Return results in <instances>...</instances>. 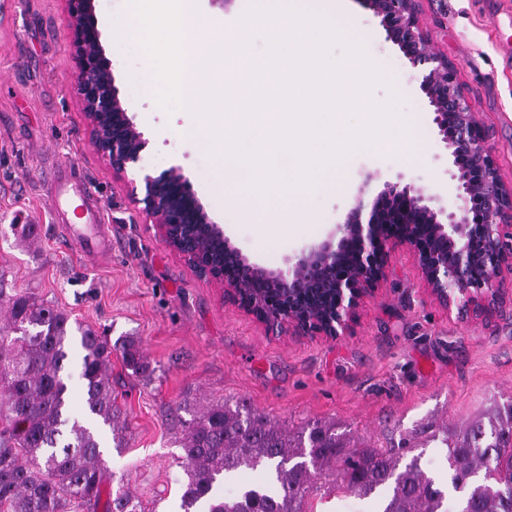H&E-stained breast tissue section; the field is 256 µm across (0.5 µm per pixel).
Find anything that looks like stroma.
<instances>
[{
    "label": "stroma",
    "instance_id": "1",
    "mask_svg": "<svg viewBox=\"0 0 512 512\" xmlns=\"http://www.w3.org/2000/svg\"><path fill=\"white\" fill-rule=\"evenodd\" d=\"M95 5L115 84L148 147L124 173L94 149L77 94L66 0H0V285L65 310L113 341L112 391L130 441L115 447L111 429L99 427L106 487L125 478L146 512H182L183 421L209 403L239 399L291 432L335 423L357 448L415 440L425 473L445 480L446 451L434 433L461 428L512 396L511 275H504L492 313L461 321L430 296L411 251L397 245L386 280L365 300L349 335L271 331L166 245L128 187L143 174L179 169L249 262L287 269L289 259L344 223L356 201L372 203L384 181L400 177L454 197L447 150L417 71L361 0H335L339 23L357 31L369 58L394 81L375 86L371 99L400 94L397 112L408 128L395 137L414 139L419 151L352 153L341 189L307 197L311 223L262 224L225 206L220 162L181 136L196 116L130 90L147 57L138 43L116 48L106 35L129 13L130 0ZM248 6L249 0H197L203 33L232 32ZM419 19L432 48L457 64L502 179L512 186V0H419ZM61 164L83 168L88 191L102 202L109 256H84L52 223L48 177ZM369 173L375 179L367 186ZM20 224L36 225L35 248L17 240ZM128 336L139 341L150 374L126 369L119 343Z\"/></svg>",
    "mask_w": 512,
    "mask_h": 512
}]
</instances>
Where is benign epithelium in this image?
<instances>
[{"label":"benign epithelium","instance_id":"benign-epithelium-1","mask_svg":"<svg viewBox=\"0 0 512 512\" xmlns=\"http://www.w3.org/2000/svg\"><path fill=\"white\" fill-rule=\"evenodd\" d=\"M78 64V93L92 142L112 169L136 164L148 140L133 123L115 86L101 41L95 0H67ZM413 68L432 107L448 172L457 181L453 206L423 188L386 181L368 216L357 200L345 223L298 255L288 271L254 265L224 236L209 210L175 169L146 174L130 196L153 219L162 240L200 276L224 286V296L269 329L336 338L352 330L364 297L386 278L390 248L407 246L427 290L457 316L493 307L503 273L512 274V187H507L458 81V67L435 53L420 27L418 0H365ZM207 240L224 253L201 254Z\"/></svg>","mask_w":512,"mask_h":512}]
</instances>
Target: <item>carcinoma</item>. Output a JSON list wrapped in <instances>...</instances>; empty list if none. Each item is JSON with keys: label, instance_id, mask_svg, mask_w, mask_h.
Segmentation results:
<instances>
[{"label": "carcinoma", "instance_id": "carcinoma-1", "mask_svg": "<svg viewBox=\"0 0 512 512\" xmlns=\"http://www.w3.org/2000/svg\"><path fill=\"white\" fill-rule=\"evenodd\" d=\"M0 512H96L104 483L95 432L66 416L64 378L71 316L33 296L5 295L0 307ZM87 416L126 447L127 423L112 397V342L77 326ZM135 375L150 371L140 344L122 343ZM452 488L463 492L457 512H512V399L462 429L442 430ZM187 476L183 512H312L318 491L366 497L387 488L380 512H448L444 492L416 455L405 465L393 449H355L336 425L312 423L291 434L244 403L209 404L185 422L181 440ZM241 469H260L262 485L232 500L220 485ZM104 512H144L122 483Z\"/></svg>", "mask_w": 512, "mask_h": 512}]
</instances>
